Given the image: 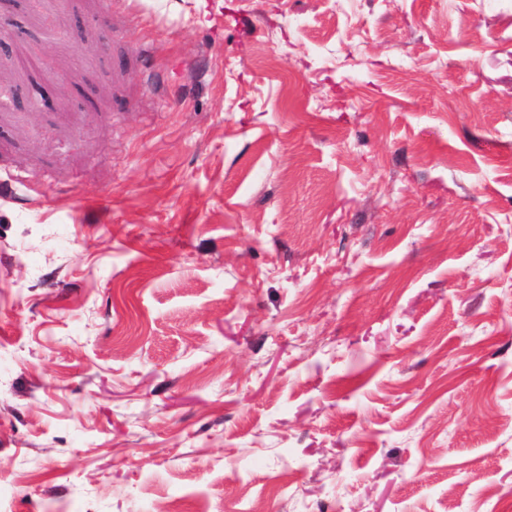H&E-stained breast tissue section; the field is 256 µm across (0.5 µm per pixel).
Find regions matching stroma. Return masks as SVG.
Masks as SVG:
<instances>
[{"mask_svg": "<svg viewBox=\"0 0 512 512\" xmlns=\"http://www.w3.org/2000/svg\"><path fill=\"white\" fill-rule=\"evenodd\" d=\"M0 34V512H505L512 0Z\"/></svg>", "mask_w": 512, "mask_h": 512, "instance_id": "obj_1", "label": "stroma"}]
</instances>
